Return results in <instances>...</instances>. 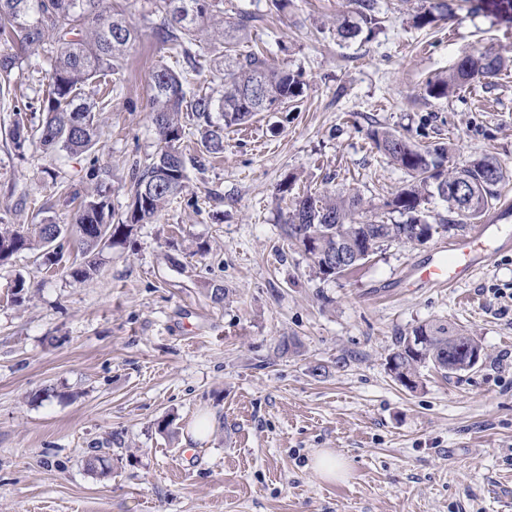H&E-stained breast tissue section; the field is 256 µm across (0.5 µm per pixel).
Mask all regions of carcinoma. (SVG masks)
<instances>
[{"instance_id": "cac0c4a2", "label": "carcinoma", "mask_w": 512, "mask_h": 512, "mask_svg": "<svg viewBox=\"0 0 512 512\" xmlns=\"http://www.w3.org/2000/svg\"><path fill=\"white\" fill-rule=\"evenodd\" d=\"M107 0H0V96L8 94L22 54L40 49L49 66V90L43 99L45 119L29 128L19 116L8 137L16 148L30 139L42 153L55 156L62 151H88L96 142L95 113L104 111L99 102L83 98L84 89L95 83L106 85L112 76L124 70L126 54L135 36L121 11L104 6ZM359 21H345L338 35L353 39L363 28L375 23L374 0H355ZM151 14L160 17L155 36L161 45L175 52L185 64L177 71L160 60L152 71V120L159 136L157 150L131 165L132 203L117 223L105 220L107 203L103 196H90L79 202L74 220L83 256L72 262L70 276L82 283L96 274L98 264L91 258L98 247H113L126 242L134 227L150 223L173 203L186 188L189 169L202 170L210 158L224 151V130L240 126L259 112H272L302 94L300 75L273 68L262 51L245 56L234 55V40L245 34L252 16L241 11L233 21L224 20V0H153ZM489 12L498 21H512V0H490ZM453 13L448 0L416 13L413 24L423 28L444 20ZM224 44L223 61L211 67L214 77L224 83V93L217 99L197 94L189 88L186 73L204 68L203 55L197 50L203 36ZM505 58L491 50L462 58L451 73L427 83L433 98H446L452 91L478 79L493 78L502 72ZM201 122L200 139L194 154L185 156L180 144L186 138L183 110ZM219 113L213 120L211 113ZM370 138L410 181L387 202L402 221L392 224H358L354 215L363 207L357 194L304 195L294 202L284 224L286 239L294 246L314 243L317 255L336 251V241H354L379 252L392 242L409 243L414 231H448V226L465 227L475 222L499 201L498 187L512 177L489 156L447 168L448 148L444 145L422 149L405 137L384 130H373ZM461 185L460 192L450 187ZM437 197L448 208V217L434 225L428 221L424 204ZM67 228L52 220L39 225L36 236L19 229L0 227V264L34 249L41 250L42 265L52 269L64 257ZM467 352L480 351L479 342L462 329L440 323H425L397 339L392 357L406 377L417 378L421 367H431L448 376V358H463Z\"/></svg>"}]
</instances>
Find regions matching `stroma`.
<instances>
[{
	"label": "stroma",
	"mask_w": 512,
	"mask_h": 512,
	"mask_svg": "<svg viewBox=\"0 0 512 512\" xmlns=\"http://www.w3.org/2000/svg\"><path fill=\"white\" fill-rule=\"evenodd\" d=\"M431 2L376 0L373 32L345 41L352 0H224L225 18L255 17L237 52L267 46L271 66L301 74L302 96L226 130L223 153L104 249L93 280L67 275L72 249L53 271L33 251L0 265V512H512V240L483 243L470 281L438 288L420 268L474 225L325 280L281 232L287 180L291 197L357 193V221H398L388 202L409 176L373 148L375 128L447 144L453 166L490 155L512 170V67L443 99L425 92L463 57L512 44V25L455 0L454 17L416 28ZM112 3L136 39L91 150L10 143L17 110L47 93L42 54L25 53L0 96L5 223H70L72 196L99 191L122 214L132 163L158 147L150 75L174 57L148 0ZM428 322L475 336L486 359L448 377L422 369L411 390L387 357ZM203 417L211 428L192 439ZM96 449L108 476L85 465ZM321 449L346 461L343 479L315 473Z\"/></svg>",
	"instance_id": "1"
}]
</instances>
